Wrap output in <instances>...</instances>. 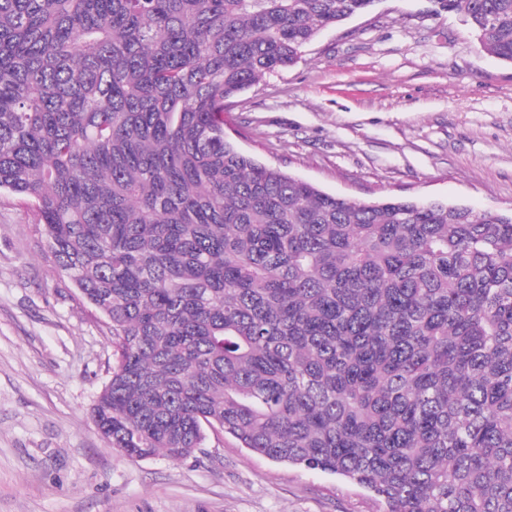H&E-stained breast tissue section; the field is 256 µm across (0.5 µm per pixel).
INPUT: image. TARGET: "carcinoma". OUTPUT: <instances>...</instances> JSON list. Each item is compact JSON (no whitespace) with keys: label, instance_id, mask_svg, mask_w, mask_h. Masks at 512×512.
<instances>
[{"label":"carcinoma","instance_id":"carcinoma-1","mask_svg":"<svg viewBox=\"0 0 512 512\" xmlns=\"http://www.w3.org/2000/svg\"><path fill=\"white\" fill-rule=\"evenodd\" d=\"M377 0H0V194L112 327L133 460L204 427L384 512H512V212L320 190L224 103ZM512 64V0H440Z\"/></svg>","mask_w":512,"mask_h":512}]
</instances>
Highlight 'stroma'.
I'll return each instance as SVG.
<instances>
[{"instance_id": "obj_1", "label": "stroma", "mask_w": 512, "mask_h": 512, "mask_svg": "<svg viewBox=\"0 0 512 512\" xmlns=\"http://www.w3.org/2000/svg\"><path fill=\"white\" fill-rule=\"evenodd\" d=\"M245 153L356 201L512 210V65L437 0H378L226 103ZM112 334L60 270L31 208L0 197V512H381L366 489L220 432L132 461L92 410Z\"/></svg>"}]
</instances>
